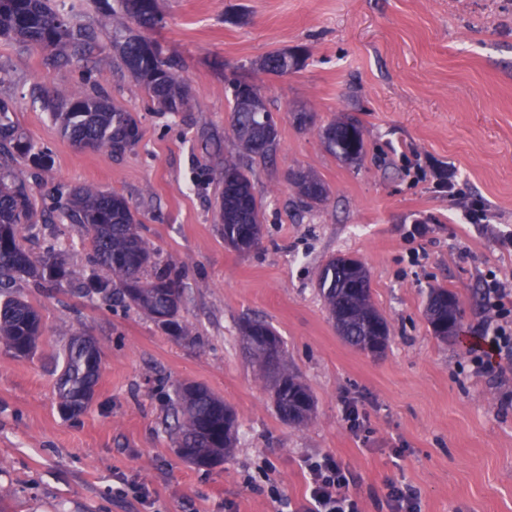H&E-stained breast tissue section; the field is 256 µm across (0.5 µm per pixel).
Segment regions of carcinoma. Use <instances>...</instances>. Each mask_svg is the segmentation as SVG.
Returning <instances> with one entry per match:
<instances>
[{"label":"carcinoma","mask_w":512,"mask_h":512,"mask_svg":"<svg viewBox=\"0 0 512 512\" xmlns=\"http://www.w3.org/2000/svg\"><path fill=\"white\" fill-rule=\"evenodd\" d=\"M133 21L143 29H153L163 21L159 0H112L101 8V20L112 23V47L123 65L137 79L144 93L164 112H180L186 104V90L161 45L147 37L130 38ZM0 37L49 50L58 55L81 59L90 35L71 27L51 5V0H0ZM305 63L286 51L267 55L261 68L271 74L297 70ZM230 131L243 152L269 158L278 148L277 123L265 121L272 114L263 98L252 97V88L237 80L229 83ZM43 108L50 111L62 133L75 145L114 156L132 150L140 140L137 118L112 103L98 84L90 93L81 90L45 92ZM327 153L345 163H356L366 152L364 130L337 119L319 130ZM19 156L40 170L48 166L51 154L35 148L19 133L10 117V105L0 101V155ZM223 177L229 179L221 196L220 219L224 239L241 252L252 250L254 233H263L264 215L249 174L240 158L224 157ZM304 205L325 202L328 189L316 176L304 173L293 179ZM46 213L39 216L28 182L0 170V344L16 358L32 355L42 336V317L21 293L12 291L20 278L38 288H62L70 282L58 244L47 243L35 255L18 242L17 227L49 224L53 213L61 211L74 224L83 225L90 237L94 270L80 283L84 296L112 309L115 303H128L150 317L171 336H191L182 321L184 267L162 262L154 246L138 232L136 210L122 195L94 185L57 192ZM318 289L338 334L350 345L371 355L381 354L390 339V328L372 301L368 270L358 259L337 256L329 259L318 276ZM425 315L435 336L442 340L455 336L461 320L457 297L446 288L429 290ZM246 350L258 363L256 378L271 392L280 419L295 426L306 425L315 401L307 385L285 363L271 367L269 348L285 352V341L268 323L251 319L242 328ZM101 353L97 345L75 337L66 352L60 378L61 409L76 417L90 405L94 396ZM177 411L181 413L177 455L204 469L224 464L236 440L238 417L208 387L183 382L175 387Z\"/></svg>","instance_id":"obj_1"}]
</instances>
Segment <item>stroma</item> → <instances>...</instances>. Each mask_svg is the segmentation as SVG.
Listing matches in <instances>:
<instances>
[{
    "label": "stroma",
    "mask_w": 512,
    "mask_h": 512,
    "mask_svg": "<svg viewBox=\"0 0 512 512\" xmlns=\"http://www.w3.org/2000/svg\"><path fill=\"white\" fill-rule=\"evenodd\" d=\"M72 26L93 35L86 61L63 65L49 51L0 37V99L16 126L53 164L6 166L30 182L36 203L60 186L86 183L126 197L139 231L162 260L185 268L182 317L192 334H166L142 312L107 310L71 287L22 292L42 315L36 355L0 347V512H278L279 487L300 512L303 457L334 455L350 470L362 512H387L390 485L419 494L421 512H512V363L489 353L492 373L475 371L490 313L484 284H512V0H159L162 27L150 30L189 89L183 111L160 114L112 48L98 0H53ZM305 50L299 70L274 75L257 61ZM258 86L278 115L269 159H246L264 212L260 245L224 242L219 218L227 136L228 82ZM101 82L139 120L140 141L121 156L82 150L62 136L39 90ZM315 114L297 128L291 111ZM345 114L364 126L358 167L328 154L318 128ZM317 173L330 195L302 206L289 175ZM448 175L453 190L439 188ZM482 201L489 222L470 224L466 203ZM427 231L412 235L413 225ZM53 239L74 280L90 273L87 232L56 214L19 227L38 250ZM363 260L374 302L390 325L384 354L348 345L318 291L331 257ZM455 293L457 336L432 333L430 288ZM271 324L286 359L315 400L296 428L277 415L254 379L240 327ZM101 349L95 395L79 416L59 410L64 354L75 335ZM206 385L238 415L232 455L199 469L173 451L178 383ZM353 401L364 429L344 415ZM143 495L120 493L122 482Z\"/></svg>",
    "instance_id": "1"
}]
</instances>
